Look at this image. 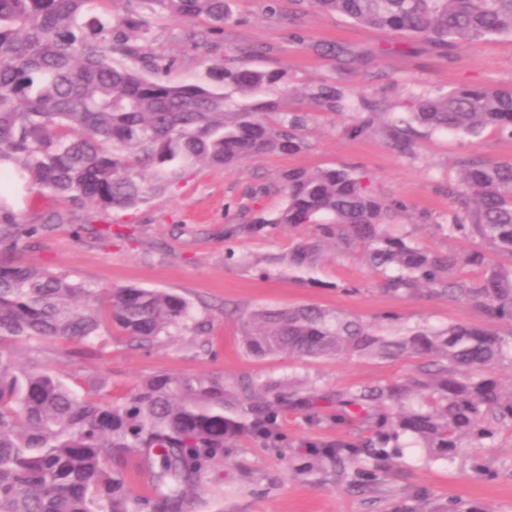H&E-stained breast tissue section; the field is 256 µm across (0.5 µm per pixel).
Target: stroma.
<instances>
[{
    "label": "stroma",
    "mask_w": 512,
    "mask_h": 512,
    "mask_svg": "<svg viewBox=\"0 0 512 512\" xmlns=\"http://www.w3.org/2000/svg\"><path fill=\"white\" fill-rule=\"evenodd\" d=\"M191 31V25L165 19L154 29L153 51L177 60L171 81H208L210 67L226 56H246L253 69L285 71L290 94H283L286 86L276 85L260 98L306 113L304 148L255 157L232 168L197 169L176 191L128 212L39 196L18 180L0 182V196L25 223L63 217L54 229L20 241L15 253L20 262L51 269L105 295L127 286L173 291L190 302L193 318L192 324L170 328L146 348L130 345L116 331L100 345L54 339L19 345L15 351L20 362L51 369L78 393L116 400L144 379L163 373L217 380L228 388L247 379L276 380L333 394L408 378L419 361L255 357L243 347V317L261 307L314 305L372 323L395 313L407 328L480 323L481 314L470 303L384 293L358 253L326 256L309 284L276 274L260 276L256 264L287 254L299 231L277 226L257 238L230 241L224 227L239 223V209L249 205L248 191L256 183H278L282 172L292 168L349 166L365 171L380 196L404 204L399 221L420 246L466 249V242L448 239L439 229L448 216L454 162L464 153L510 159L511 136L492 128L477 137L423 132L415 157H402L378 135L349 137L344 132L347 115L321 111L302 91L336 81L350 95L383 99L401 112L409 94L419 91L512 84V38L460 46L442 55L405 36L356 25L308 0L302 5L280 0L274 17L266 14L264 0H234V20L225 24L214 51L196 43ZM328 42L379 48L384 55L371 74L348 75L334 59L316 53V46ZM108 226L116 231L131 228L132 236L101 239V230ZM230 248L246 256V264L225 261ZM276 431L282 442L244 437L225 449L223 463L206 479L189 512H438L451 498L472 503L481 512H512L510 433H503L498 447L478 449L482 475L472 472L469 459L430 461L424 449L408 446L376 482L354 486L350 474L329 465L314 467L312 447L357 440L366 432L364 424L337 420L332 407L318 421L287 410L279 416Z\"/></svg>",
    "instance_id": "stroma-1"
}]
</instances>
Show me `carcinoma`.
I'll list each match as a JSON object with an SVG mask.
<instances>
[{
  "label": "carcinoma",
  "mask_w": 512,
  "mask_h": 512,
  "mask_svg": "<svg viewBox=\"0 0 512 512\" xmlns=\"http://www.w3.org/2000/svg\"><path fill=\"white\" fill-rule=\"evenodd\" d=\"M108 0H0V179L17 177L38 194L90 202L103 210H135L176 188L199 166L236 167L260 156L304 146L306 116L277 100L232 103L285 81L283 71L250 68L225 58L211 82H172L176 60L150 50L152 19L194 23L197 42L213 43L232 18L230 0H134L123 17ZM363 27L411 36L446 52L512 37V0H310ZM321 52L341 69L385 53L330 44ZM306 97L324 112L345 108L334 83ZM409 115L393 118L380 102L357 98L344 130L371 131L403 156L414 154L415 126L479 136L493 128L512 136V86L462 85L408 100ZM278 190L283 202L268 212ZM252 216L224 234L260 237L270 225L309 228L275 262L303 283L330 248L359 251L381 288L399 297L422 292L468 302L480 325L444 330L384 331L315 306L261 309L243 322L245 348L257 357L296 360L372 356L420 358L416 375L359 385L336 394V406L358 417L390 404L397 409L359 441L316 453L336 467L364 458L374 481L396 453L401 435L438 460L453 463L476 448H494L512 431V387L493 370L512 365V160L464 155L448 181L452 206L438 225L469 250L422 247L391 227L401 206L377 194L362 171L349 167L290 169L280 185L250 191ZM26 228L0 198V512H186L190 494L243 437L265 438L284 408L320 415V398L274 382L243 381L233 389L199 377L158 374L129 396L81 395L53 371L16 365L14 347L46 339L83 342L117 327L143 346L183 324L189 302L163 289L114 288L104 307L97 290L3 254ZM507 326L504 336L497 327ZM146 480L138 494L133 480Z\"/></svg>",
  "instance_id": "carcinoma-1"
}]
</instances>
